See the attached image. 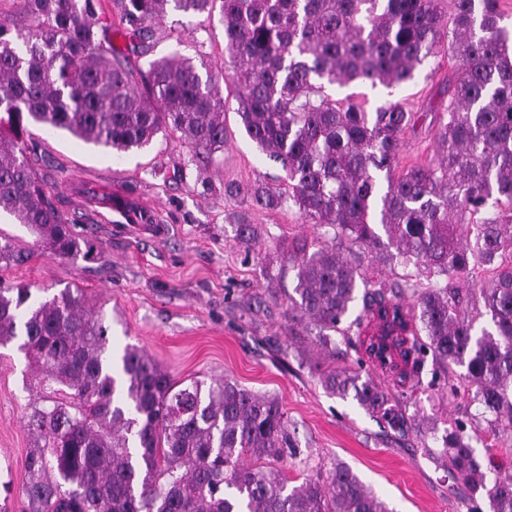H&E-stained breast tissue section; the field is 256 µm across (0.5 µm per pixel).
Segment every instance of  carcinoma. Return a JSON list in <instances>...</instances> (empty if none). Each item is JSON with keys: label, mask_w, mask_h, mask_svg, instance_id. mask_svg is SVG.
Returning a JSON list of instances; mask_svg holds the SVG:
<instances>
[{"label": "carcinoma", "mask_w": 512, "mask_h": 512, "mask_svg": "<svg viewBox=\"0 0 512 512\" xmlns=\"http://www.w3.org/2000/svg\"><path fill=\"white\" fill-rule=\"evenodd\" d=\"M22 22L0 17V209L65 260L94 259L51 201L19 132L31 121L128 153L180 133L190 161L224 150V97L208 60L148 61L143 86L95 20L94 0H12ZM125 34L146 39L173 9L211 17L220 8L236 112L249 139L287 172L290 192L255 188L251 201L287 198L311 224L408 270L402 284L362 279L335 245L289 255L288 296L298 335L326 348L357 337L371 354L386 340L401 384L431 356L463 369L470 400L512 447V29L499 0H117ZM460 62L448 77L437 159L399 175L394 165L415 113L389 100L368 112L325 88L352 82L394 89L442 47ZM29 249L0 243V268ZM489 285L467 288L475 263ZM445 284L419 287L418 277ZM363 310L347 321L357 289ZM108 328L79 289L48 297L0 282V345L20 349L43 386L66 388L32 407L35 446L25 461L29 512H389L350 469L288 486L272 466L294 447L279 401L229 379L178 381L144 351L118 360ZM358 367L319 373L326 391L356 401L406 434L417 414ZM441 453L455 479L512 512V475L489 477L466 429L445 428Z\"/></svg>", "instance_id": "obj_1"}]
</instances>
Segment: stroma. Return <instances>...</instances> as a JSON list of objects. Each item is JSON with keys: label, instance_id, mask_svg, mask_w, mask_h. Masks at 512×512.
<instances>
[{"label": "stroma", "instance_id": "obj_1", "mask_svg": "<svg viewBox=\"0 0 512 512\" xmlns=\"http://www.w3.org/2000/svg\"><path fill=\"white\" fill-rule=\"evenodd\" d=\"M149 58L178 54L207 56L222 66L224 23L169 13L154 27ZM458 66L439 53L417 67L398 90L407 109L419 119L403 139L395 165L402 173L436 158L437 125L432 111L441 104L440 88ZM227 141L206 173L184 168L190 147L185 138H157L145 150L117 156L57 129L36 132L28 141V159L51 189L58 207L76 231L91 240L100 258L75 262L36 243L31 230L8 214L0 215V239L31 246L26 264L0 270V281L25 283L32 290L79 289L86 306L109 326L114 354L125 346L144 349L177 379L227 377L256 393L278 398L294 430L295 455L280 461L289 485L349 467L389 507L390 512H466L475 504L491 512L485 497L473 496L454 480L438 454L432 453L434 429L456 419L471 422L468 434L480 458L512 475V448L498 445L477 405L467 396L448 401V378L434 375L431 358L418 366L416 387H397L382 374L380 382L405 403L420 407L419 430L395 436L352 400L330 395L318 373L333 366H356L364 356L359 344L337 342L335 357L323 356L308 337L291 333L288 296L295 286L290 252L318 247L319 231L291 203L274 209L227 195V184L260 183L271 189L288 186L285 171L247 137L235 112L230 82H221ZM121 188L144 195L162 213L168 234L161 239L132 237L108 224H89V193ZM257 232L252 246L237 240L239 222ZM336 249L357 273L389 283L403 282L406 271L375 257L346 238ZM35 374L17 342L0 346V501L10 512H23L25 459L34 445L27 427L30 404L39 396Z\"/></svg>", "mask_w": 512, "mask_h": 512}]
</instances>
